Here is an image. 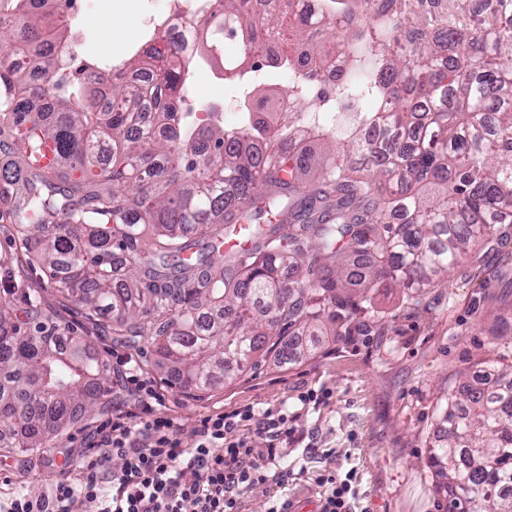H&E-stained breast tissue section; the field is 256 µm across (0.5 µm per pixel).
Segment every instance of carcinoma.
Masks as SVG:
<instances>
[{"mask_svg":"<svg viewBox=\"0 0 512 512\" xmlns=\"http://www.w3.org/2000/svg\"><path fill=\"white\" fill-rule=\"evenodd\" d=\"M47 0H0V177L12 187L16 232L49 269L48 286L194 395L230 383L272 356L293 361L324 322L354 336L381 318L382 289L414 309L436 280L512 224V22L472 0H267L262 17L223 0L224 37L241 55L224 81L242 85L274 43L278 99L334 65L340 100L371 109L349 125L324 109L307 137L332 153L296 151L304 111L244 100L224 126L206 106L144 112L153 95L122 61L67 57L71 23ZM169 97L189 88L179 44L160 32ZM28 56L14 65L9 51ZM49 99L51 111L29 106ZM112 394L93 340L18 324L0 304V450L39 452ZM512 389L462 382L438 408L427 467L445 512H512Z\"/></svg>","mask_w":512,"mask_h":512,"instance_id":"cac0c4a2","label":"carcinoma"}]
</instances>
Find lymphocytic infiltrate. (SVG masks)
<instances>
[{
    "label": "lymphocytic infiltrate",
    "instance_id": "lymphocytic-infiltrate-1",
    "mask_svg": "<svg viewBox=\"0 0 512 512\" xmlns=\"http://www.w3.org/2000/svg\"><path fill=\"white\" fill-rule=\"evenodd\" d=\"M144 413L132 422L116 411L97 429L99 441L78 471L61 467L43 494L20 489L0 493V512H74L78 502L97 503L99 512H239L240 498L269 482L285 483L275 446L291 438L287 414H256L246 407L202 420L194 445H185L171 419L154 415L156 393L141 379L131 357H117ZM255 422L269 439L266 448L236 437L244 422ZM123 466L113 470L111 461Z\"/></svg>",
    "mask_w": 512,
    "mask_h": 512
}]
</instances>
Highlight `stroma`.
<instances>
[{
	"instance_id": "1",
	"label": "stroma",
	"mask_w": 512,
	"mask_h": 512,
	"mask_svg": "<svg viewBox=\"0 0 512 512\" xmlns=\"http://www.w3.org/2000/svg\"><path fill=\"white\" fill-rule=\"evenodd\" d=\"M115 2L87 0L80 25L91 38L82 48L84 55L102 60L125 55L144 39L143 20L161 11L165 0H123L139 23L124 30L116 48L96 34ZM191 90L197 104L225 105V125L239 124V101L248 90L226 84L219 69L199 64ZM10 209L0 197V296L9 297L15 316H23L25 305L14 291L23 284L40 294L45 324L61 333L74 329L92 336L107 362L131 355L159 397L155 414L171 419L185 444H193L201 420L216 413L240 407L260 414L288 412L294 434L278 459L288 481L246 493L242 512H269L281 499L290 500L294 512H318L324 493L319 477L329 468L351 475L358 512H441L426 465L436 435L437 399L484 371L485 360L512 364V338L501 333L504 325H512V229L506 240L480 248L477 262L456 267L430 288L420 310L410 308L402 290L389 291L378 297L382 317L368 333L338 336L325 326L303 336L305 358L288 363L267 359L229 385L189 397L153 367L149 348L114 343L107 326L90 323L80 307L49 288L40 266L19 275L24 250ZM310 389L329 391L330 401L303 403L300 395ZM117 405L132 416L142 414L137 396L116 375L104 404L79 415L70 433L40 456L0 452V477H9L31 495L41 494L54 465L62 461L61 450L84 449Z\"/></svg>"
}]
</instances>
